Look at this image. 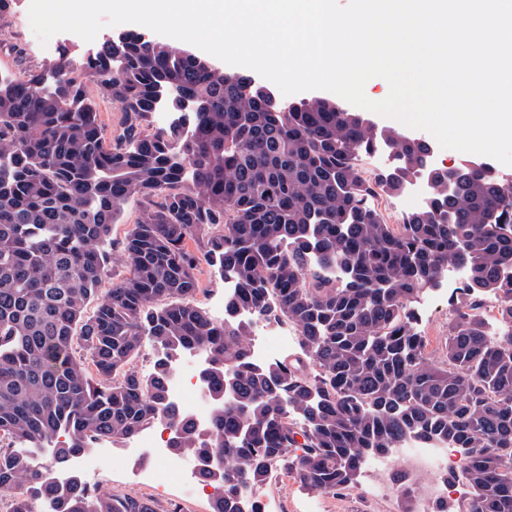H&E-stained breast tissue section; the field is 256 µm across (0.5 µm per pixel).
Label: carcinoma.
<instances>
[{
    "label": "carcinoma",
    "mask_w": 512,
    "mask_h": 512,
    "mask_svg": "<svg viewBox=\"0 0 512 512\" xmlns=\"http://www.w3.org/2000/svg\"><path fill=\"white\" fill-rule=\"evenodd\" d=\"M101 100L122 113L111 140ZM159 111L171 119L150 133ZM379 149L391 161L368 177L359 161ZM427 151L333 100L281 106L140 32L0 74V503L157 512L50 470L165 420L172 452L223 488L212 512H260L249 496L278 467L341 494L408 438L463 450L461 512H512V177L482 160L437 167ZM422 171L420 206L386 223L373 198ZM134 196L128 275L100 297ZM202 261L233 283L219 321L192 302ZM449 271L462 281L435 364L411 304ZM489 300L502 334L486 327ZM259 322L294 326L300 353L254 363ZM146 341L158 355L145 375L130 364ZM191 351L204 429L168 399Z\"/></svg>",
    "instance_id": "1"
}]
</instances>
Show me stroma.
Listing matches in <instances>:
<instances>
[{
  "mask_svg": "<svg viewBox=\"0 0 512 512\" xmlns=\"http://www.w3.org/2000/svg\"><path fill=\"white\" fill-rule=\"evenodd\" d=\"M30 0H21L18 17L8 18L0 24V73L19 75L40 69L56 57V48L68 45L78 50L88 49L89 44L74 34L64 32L52 37L50 43H41L34 34L26 16ZM141 202L130 198L124 205L121 216L112 227V267L99 286L100 293H107L126 275L127 269L121 253L127 231L140 216ZM450 281H442L440 287L426 290L413 309L417 327L428 342L431 359H438L442 344L448 334V290ZM115 464L109 465L106 477L101 481H88L93 492L116 495H139L149 498L158 512H171L173 501H183L185 512H211L214 497L210 492L187 485L177 469H170L162 489H154L144 480L145 473L153 466L151 460L140 456L125 444L118 443L110 448ZM262 498L268 512H407L409 504L403 496L380 499L372 496L365 482L343 496L307 490L284 469H276L271 478L262 486Z\"/></svg>",
  "mask_w": 512,
  "mask_h": 512,
  "instance_id": "35a3bbf8",
  "label": "stroma"
}]
</instances>
